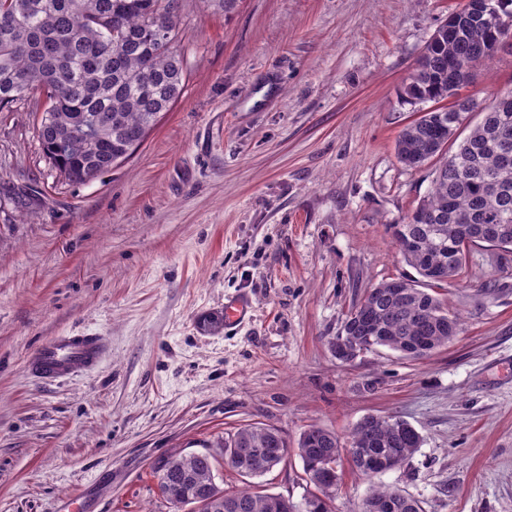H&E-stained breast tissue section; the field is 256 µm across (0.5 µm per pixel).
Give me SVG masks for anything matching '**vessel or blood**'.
<instances>
[{
	"label": "vessel or blood",
	"instance_id": "vessel-or-blood-1",
	"mask_svg": "<svg viewBox=\"0 0 512 512\" xmlns=\"http://www.w3.org/2000/svg\"><path fill=\"white\" fill-rule=\"evenodd\" d=\"M106 354L102 337L64 332L50 337L33 352L29 369L37 376L50 380L98 365Z\"/></svg>",
	"mask_w": 512,
	"mask_h": 512
}]
</instances>
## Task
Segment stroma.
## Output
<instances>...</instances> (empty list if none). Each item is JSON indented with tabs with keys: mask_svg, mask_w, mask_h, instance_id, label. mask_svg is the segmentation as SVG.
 I'll list each match as a JSON object with an SVG mask.
<instances>
[{
	"mask_svg": "<svg viewBox=\"0 0 512 512\" xmlns=\"http://www.w3.org/2000/svg\"><path fill=\"white\" fill-rule=\"evenodd\" d=\"M460 0H185L186 81L131 154L84 184L45 159L41 96L0 108V512H191L161 496L155 465L258 423L289 442L315 425L347 436L370 414L422 435L367 481L348 461L336 512L371 483L425 512H512V249L478 245L441 286L462 331L428 358L379 349L353 363L331 343L365 292L417 272L390 227L426 197L432 167L395 142L421 107L402 92ZM512 93V50L459 96ZM246 320L225 330L224 304ZM102 335L90 370L53 382L27 361L51 336ZM223 488L302 504L297 456Z\"/></svg>",
	"mask_w": 512,
	"mask_h": 512,
	"instance_id": "1",
	"label": "stroma"
}]
</instances>
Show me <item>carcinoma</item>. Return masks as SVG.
Masks as SVG:
<instances>
[{
    "label": "carcinoma",
    "mask_w": 512,
    "mask_h": 512,
    "mask_svg": "<svg viewBox=\"0 0 512 512\" xmlns=\"http://www.w3.org/2000/svg\"><path fill=\"white\" fill-rule=\"evenodd\" d=\"M182 0H19L13 22L0 25V107L36 92L49 105L39 111L36 133L44 156L66 180L103 171L109 159L129 155L180 97L185 79L180 49ZM456 33L430 38L404 87L407 102L439 104L457 94L450 64L467 76L497 52L492 25L475 15L450 17ZM470 100L422 111L395 142L398 161L411 169L437 163L433 187L393 225L406 263L421 277L397 288L384 281L362 297L342 333L366 334L370 349L387 348L403 359L422 360L459 333L460 315L430 287L459 276L471 247L512 246V109L509 117L490 103L482 120L460 137ZM451 112L454 123L440 118ZM457 144L455 151L449 145ZM423 439L399 417L368 416L350 434L349 448L333 431L304 430L294 448L304 473L324 472L347 452L351 468L368 477L388 471L389 461L409 458ZM220 455L240 453L245 478L269 472L288 440L271 426L247 424L217 442ZM217 454L175 453L155 468L159 490L170 504L216 498L211 512H282L279 494L227 491L215 482ZM341 477L313 483L303 512H332ZM363 512H425L402 491L373 485Z\"/></svg>",
    "instance_id": "carcinoma-1"
}]
</instances>
